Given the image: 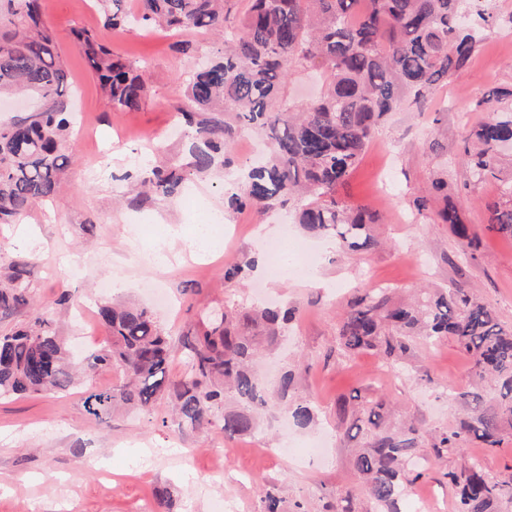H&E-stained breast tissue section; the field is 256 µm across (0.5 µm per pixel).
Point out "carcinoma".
Instances as JSON below:
<instances>
[{"label": "carcinoma", "instance_id": "1", "mask_svg": "<svg viewBox=\"0 0 512 512\" xmlns=\"http://www.w3.org/2000/svg\"><path fill=\"white\" fill-rule=\"evenodd\" d=\"M97 0L103 26L115 32L209 30L221 47L203 68L195 66L183 86L188 161L181 172L154 166L141 172L142 185L162 197L175 193L184 173L206 174L231 166L224 149L244 130L261 131L268 155L240 181L229 182L227 204L233 210L256 208L264 214L295 199V223L351 251L379 246L376 217L348 207L338 196L357 168L380 120L408 96L430 94L469 61L493 14L484 0ZM74 43L96 74L106 104L113 110L137 108L147 92L141 67L115 55L86 29L74 31ZM296 68L311 70L320 96L298 109L282 102L281 88ZM25 97L29 111L0 123V224H12L59 187L74 116L73 93L55 34L44 22L40 0H0V98ZM490 119L474 128L463 152L471 179L496 181L504 203L487 206L488 223L512 236V107L487 99ZM439 220L471 252L479 239L457 207L445 203ZM0 284V311L29 304L26 266L13 264ZM100 321L110 340L84 352L87 370L105 366L123 374L120 385L84 392L86 413L103 421L116 408L151 410L170 399L169 417L182 429L204 431L217 424L224 437L256 429L258 409L288 405L294 423L314 420L312 407L294 395V376L285 372L266 387L252 370L257 358L276 348L286 335L293 310L263 307L224 311L209 318L202 331L182 337L185 369L173 376L174 349L169 332L146 307L118 309L102 304ZM348 351L376 349L397 358L407 340L429 344L451 338L471 355L478 378L489 374L497 395L488 399L477 387L456 394L466 418L457 429L433 437L435 456L452 454L467 442L494 449L500 432L512 425V327L462 287L445 288L415 303L394 302L388 288L350 303L339 332ZM74 353L47 312L0 335V398L62 392L75 384ZM353 427L363 445L354 469L367 487L374 512H401L407 488L427 471L416 454L426 441L409 425L391 430L383 404L360 403ZM456 494V512H502L512 505V481L486 475L480 460L447 473ZM274 486L261 497L260 512H282Z\"/></svg>", "mask_w": 512, "mask_h": 512}]
</instances>
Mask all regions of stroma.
I'll use <instances>...</instances> for the list:
<instances>
[{
    "instance_id": "1",
    "label": "stroma",
    "mask_w": 512,
    "mask_h": 512,
    "mask_svg": "<svg viewBox=\"0 0 512 512\" xmlns=\"http://www.w3.org/2000/svg\"><path fill=\"white\" fill-rule=\"evenodd\" d=\"M497 26L481 41L469 63L428 96L424 107L403 102L377 128L358 167L338 196L363 206L379 222L380 247L347 255L323 251L311 278L286 274L279 284L261 276L227 283L226 267L253 257L267 258L266 244L287 237L288 253L300 259L301 244L319 238L297 226L282 227L253 215L237 223L224 208V175L188 178L171 197H140L128 179L138 161L167 166L183 162L185 147L169 129L181 104V79L189 68L175 43L187 42L211 51L215 38L207 31L149 33L133 28L115 34L105 28L93 0H44L43 14L53 27L74 89L81 121L75 124L63 179L46 201L26 214L27 229L0 225V279L15 262L26 263L32 307L54 312L57 328L80 341L89 325L82 311H96L103 300L154 307L173 338L201 330L203 311L256 304L255 291L268 289L272 300L295 307L288 343L265 358L267 379L291 370L299 399L317 415L315 426L297 429L273 410L250 434L225 438L219 427L191 431L169 423L150 424L149 413H116L105 421L90 418L82 405L83 389L119 385L120 371L85 373L66 393H40L0 400V512H138L156 491L171 496L153 512H219L225 496L256 512L269 485H278L285 503L304 502L308 512H334L344 497L355 512H373L362 481L353 471L361 443L349 431L351 415L341 413L342 400L360 395L379 399L396 426L413 425L439 433L458 427L464 413L454 393L477 383L471 358L452 339L429 344L409 341L402 358L388 362L374 350L344 351L339 344L342 316L350 301L370 288L391 289L401 298L422 288H468L512 326V237L491 228L486 206L498 201L496 182L471 183L462 163L468 131L489 114L481 101L489 94L512 91V0H490ZM87 29L126 60L144 66L147 93L139 108L110 110L99 81L72 32ZM441 151H433V143ZM448 175V193L431 190L438 173ZM431 199L429 208H414L417 196ZM460 215L481 245L469 254L440 223L445 202ZM217 212L212 228L216 249L205 260L177 246L167 250L162 269L149 260L161 238L160 221L188 225ZM114 281L104 293L101 281ZM71 306L59 308L61 295ZM32 307L0 313V334L28 322ZM327 438L323 456L282 458L284 439L303 445ZM227 452L229 469L222 482L208 472L211 448ZM428 471L404 500L431 497L436 512H455V493L447 473L481 459L494 478L512 477V428H504L494 452L463 446L458 453L434 457L431 446L419 450Z\"/></svg>"
}]
</instances>
